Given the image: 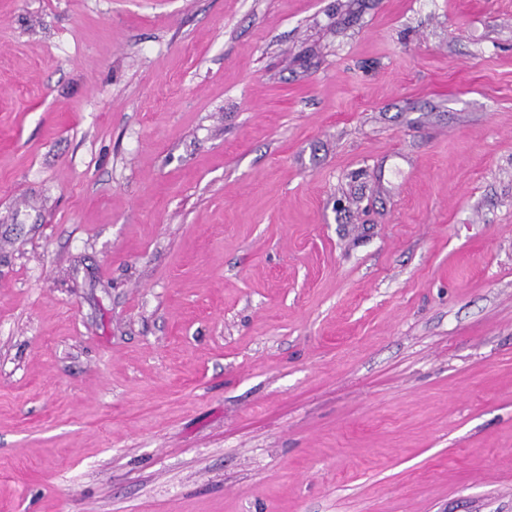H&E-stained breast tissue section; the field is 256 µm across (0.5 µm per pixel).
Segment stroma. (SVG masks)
Masks as SVG:
<instances>
[{
	"label": "stroma",
	"mask_w": 512,
	"mask_h": 512,
	"mask_svg": "<svg viewBox=\"0 0 512 512\" xmlns=\"http://www.w3.org/2000/svg\"><path fill=\"white\" fill-rule=\"evenodd\" d=\"M0 512H512V0H0Z\"/></svg>",
	"instance_id": "35a3bbf8"
}]
</instances>
